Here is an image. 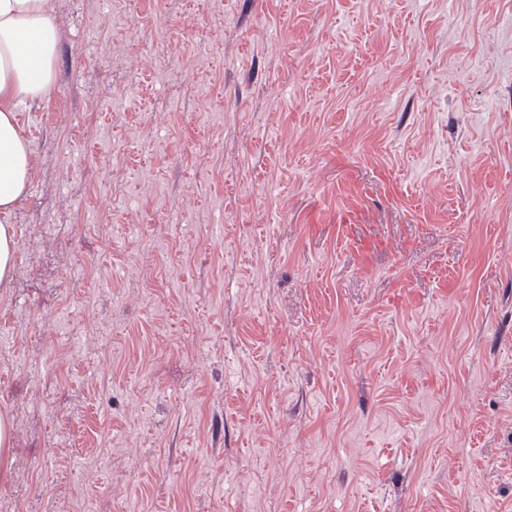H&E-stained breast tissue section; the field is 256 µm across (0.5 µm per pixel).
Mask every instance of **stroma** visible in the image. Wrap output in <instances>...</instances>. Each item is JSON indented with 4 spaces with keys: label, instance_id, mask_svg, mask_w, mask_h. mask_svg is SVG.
Here are the masks:
<instances>
[{
    "label": "stroma",
    "instance_id": "35a3bbf8",
    "mask_svg": "<svg viewBox=\"0 0 512 512\" xmlns=\"http://www.w3.org/2000/svg\"><path fill=\"white\" fill-rule=\"evenodd\" d=\"M54 2L0 512H512V0Z\"/></svg>",
    "mask_w": 512,
    "mask_h": 512
}]
</instances>
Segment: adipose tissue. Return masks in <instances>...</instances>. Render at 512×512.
Here are the masks:
<instances>
[{"mask_svg":"<svg viewBox=\"0 0 512 512\" xmlns=\"http://www.w3.org/2000/svg\"><path fill=\"white\" fill-rule=\"evenodd\" d=\"M58 46L53 0H0V285L8 283L16 260L10 218L33 172L19 114L54 92Z\"/></svg>","mask_w":512,"mask_h":512,"instance_id":"ef3b65f1","label":"adipose tissue"}]
</instances>
